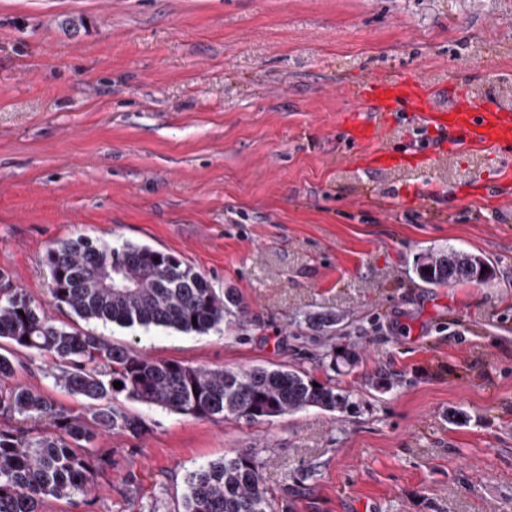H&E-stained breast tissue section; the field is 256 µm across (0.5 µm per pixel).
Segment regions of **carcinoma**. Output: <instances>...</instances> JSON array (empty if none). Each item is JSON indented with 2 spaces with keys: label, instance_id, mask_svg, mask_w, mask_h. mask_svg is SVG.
Masks as SVG:
<instances>
[{
  "label": "carcinoma",
  "instance_id": "cac0c4a2",
  "mask_svg": "<svg viewBox=\"0 0 512 512\" xmlns=\"http://www.w3.org/2000/svg\"><path fill=\"white\" fill-rule=\"evenodd\" d=\"M46 261L55 305L85 322L206 333L243 309L235 292L217 294L203 272L148 245L79 236L56 242ZM483 263L479 256L438 248L420 257L415 274L444 286L470 281L457 271ZM106 277L110 288L101 285ZM0 283V340L51 356L55 385L84 402V411L74 414L30 387L4 386L17 361L12 352H0V512H41L48 497L74 504L93 495L99 435L143 433L142 420L115 404L120 395L181 414L250 423L311 407L344 412L353 406L349 394L329 384L315 387L312 377L286 365L204 369L58 326L23 289L11 287L2 270ZM187 484L181 512H279L260 462L247 450L202 467Z\"/></svg>",
  "mask_w": 512,
  "mask_h": 512
}]
</instances>
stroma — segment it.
Instances as JSON below:
<instances>
[{"instance_id": "stroma-1", "label": "stroma", "mask_w": 512, "mask_h": 512, "mask_svg": "<svg viewBox=\"0 0 512 512\" xmlns=\"http://www.w3.org/2000/svg\"><path fill=\"white\" fill-rule=\"evenodd\" d=\"M412 71L512 112V0H0V269L56 323L45 257L76 236L170 252L246 313L204 334L93 324L113 343L207 369L286 365L350 394L256 423L122 399L141 436L81 507L180 512L190 475L238 449L280 512H512V143L444 151L396 115L373 163L347 87ZM433 184L416 197L417 183ZM484 256L479 282L430 286V247ZM310 313L341 315L318 333ZM355 355L349 366L336 353ZM14 384L73 411L48 355L15 348Z\"/></svg>"}]
</instances>
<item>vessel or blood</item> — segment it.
<instances>
[{
    "label": "vessel or blood",
    "mask_w": 512,
    "mask_h": 512,
    "mask_svg": "<svg viewBox=\"0 0 512 512\" xmlns=\"http://www.w3.org/2000/svg\"><path fill=\"white\" fill-rule=\"evenodd\" d=\"M355 109L350 118L351 136L372 145L379 138L380 123L393 120L399 106H407L416 120L447 134L453 149L497 150L512 140V113L473 101L444 108L435 93L415 74L402 72L382 75L353 86L350 90ZM364 109L374 118L361 117Z\"/></svg>",
    "instance_id": "vessel-or-blood-1"
}]
</instances>
